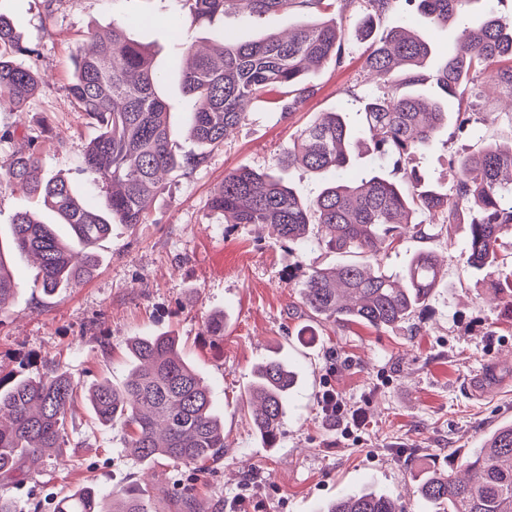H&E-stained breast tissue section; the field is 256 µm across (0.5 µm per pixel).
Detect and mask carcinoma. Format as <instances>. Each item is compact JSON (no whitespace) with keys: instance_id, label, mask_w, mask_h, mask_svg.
Segmentation results:
<instances>
[{"instance_id":"cac0c4a2","label":"carcinoma","mask_w":512,"mask_h":512,"mask_svg":"<svg viewBox=\"0 0 512 512\" xmlns=\"http://www.w3.org/2000/svg\"><path fill=\"white\" fill-rule=\"evenodd\" d=\"M399 1L414 7L424 27L438 26L466 10L473 0H366L382 16ZM192 20L204 23L232 7L249 16L314 5L324 10L335 0H185ZM81 47L69 93L78 112L98 134L82 149V171L105 190L99 207L60 177L42 179L41 135L0 165V184L20 187L72 230L65 241L31 212L15 215L12 248L39 260L42 291L52 294L90 275L97 264L96 243L112 225L144 223L160 191L162 173L177 174L201 166L206 153L179 156L171 147L173 131L167 103L159 94L162 76L149 50L131 40L126 28L112 25L105 37H90ZM343 31L334 20H311L286 33L240 42L219 30L210 53L194 51L181 38L182 89L191 109V136L215 149L227 129L248 118L246 107L261 99L285 110L306 92L307 76L331 59H340ZM434 54L422 34L407 29L388 33L366 58L365 70L380 93L362 101L360 126L345 109L324 112L295 137L283 163L300 165L313 175L330 173L311 200L267 173L248 167L224 175L209 200L228 224H266L279 242L301 249L315 242L336 250L346 261L333 272L313 268L305 275L302 304L317 321L383 328L404 323L421 312L443 281L433 251L415 254L398 274L380 257L410 228L422 238L433 235L412 220L418 213L442 217L444 224L466 228L468 266L481 273L507 266L512 258V140L491 141L475 152L452 159L450 188L426 181L408 168L414 154L433 146L448 129V99H462L483 74L496 78L512 100V16H490L463 29L433 73L426 64ZM36 50L23 45L9 17L0 12V100L23 109L41 77ZM408 69V84L432 80L442 95L394 91V74ZM376 154L392 161V175L381 167L353 170L354 150L365 140ZM318 229V237L309 233ZM16 290L0 248V305ZM129 372L121 384L102 380L88 390L56 367L38 379L0 374V512H23L9 490L42 473L46 451L60 447L67 414L78 395L98 421L120 426L124 446L145 463L167 459L205 473L224 458V424L209 387L180 353L170 332L128 342ZM297 385L296 372L284 359H265L252 370L245 394L251 428L268 447L277 441ZM416 495L432 512H512V422L490 430L466 455L448 467L433 466L415 476ZM183 512H205L196 490L181 492ZM53 512H152L142 491L127 487L101 494L82 487L58 499ZM320 512H405L384 492L352 491Z\"/></svg>"}]
</instances>
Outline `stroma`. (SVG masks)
I'll use <instances>...</instances> for the list:
<instances>
[{"label": "stroma", "mask_w": 512, "mask_h": 512, "mask_svg": "<svg viewBox=\"0 0 512 512\" xmlns=\"http://www.w3.org/2000/svg\"><path fill=\"white\" fill-rule=\"evenodd\" d=\"M0 12L36 49L45 79L24 114L0 103V130L18 122L32 130L48 125L43 174L63 176L83 192L90 186L81 152L96 130L76 112L67 86L75 50L92 34H106L118 23L151 47L164 75L159 92L175 131L172 147L188 154L201 147L184 132L189 110L171 26L200 46L218 30L254 41L329 14L345 32L339 61L309 75L304 101L287 112L252 113L199 168L166 177L143 224L132 230L113 225L97 244L98 264L80 284L43 294L35 286L33 258L8 252L17 289L0 309V371L38 377L58 366L85 387L104 378L118 384L127 376V341L170 331L224 416V458L195 480L172 461L145 464L130 456L120 428L100 424L88 404L76 401L57 455L46 458L37 481L16 492L22 512L32 500L63 496L79 484L109 492L134 483L158 512H180L177 496L188 481L207 512H318L341 493L367 485L401 497L408 512H423L413 492L415 474L447 465L489 429L512 421L508 282L467 266L462 229L446 225L431 239L409 232L388 250L384 263L393 272L413 253L434 251L445 285L413 319L374 329L315 322L301 302L310 268L334 267L342 255L322 245L301 250L276 242L266 228L225 223L209 207L225 174L242 166L275 172L301 197L316 195L317 177L281 161L318 113L344 104L357 109L376 93L364 60L383 31L408 24L409 7L383 15L369 33L363 0H337L328 12L311 7L259 18L229 10L201 25L180 0H0ZM492 14L512 15V0H479L448 28L430 31L437 54L454 45L464 27ZM478 84L479 98L462 104L476 115L466 133L444 132L417 155L414 164L426 179L450 186L451 156L512 133L500 88L485 77ZM218 313L223 336L206 335L207 320ZM276 352L297 368L302 384L271 448L249 428L242 408L253 367ZM327 384L361 408L364 426L355 437L343 438L319 406Z\"/></svg>", "instance_id": "35a3bbf8"}]
</instances>
